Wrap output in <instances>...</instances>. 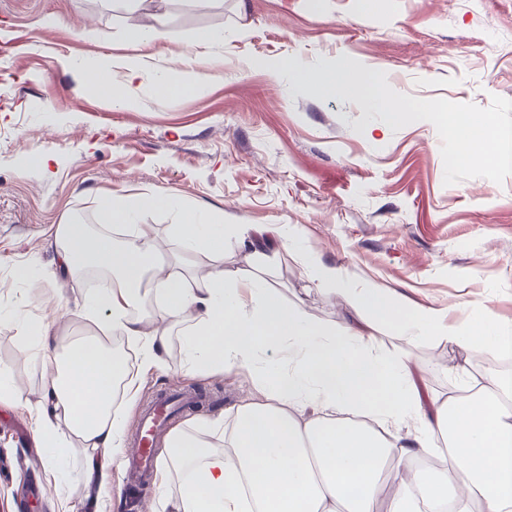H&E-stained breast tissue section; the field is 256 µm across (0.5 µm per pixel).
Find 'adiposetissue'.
Segmentation results:
<instances>
[{"label":"adipose tissue","instance_id":"obj_1","mask_svg":"<svg viewBox=\"0 0 512 512\" xmlns=\"http://www.w3.org/2000/svg\"><path fill=\"white\" fill-rule=\"evenodd\" d=\"M148 67L147 55L103 58L87 68L84 83L113 104H131ZM328 83L400 116L382 87H366L361 74L342 68ZM464 144L460 156L467 161L512 165V130L492 119ZM100 208L106 222L129 224L121 243L104 233L85 243L76 224L54 232L65 271L113 274L110 287L91 289L79 307L96 335L66 342L52 338L46 323L23 324L49 371L38 423L55 449L48 468L64 462L70 440H77L86 487L100 495L111 490L112 471L125 462V411L116 408L115 395L134 400L138 387L124 352L101 334L120 335L149 368L172 323L187 317L192 326L182 345L191 365L246 374L250 389L233 411L209 423L213 441L193 429L170 432L156 477L166 482L176 463L188 472L167 501L172 512H420L408 492L384 500L382 474L389 461L412 463L432 454L446 466L415 476L431 505L450 500L457 512H469L476 501L486 512H512V405L490 391L425 394L407 355L379 353L370 334L377 323L393 322L410 338L431 336L478 354L511 347L512 336L491 311L473 309L463 326H451L433 309L407 307L375 286L354 287L341 269L307 257L313 280L361 317L338 330L315 322L302 303H283L256 276H230L220 267L188 275L178 261L162 260L150 225L132 221L138 209L180 210V223L168 232L183 252L224 246L223 224L202 221L177 198L160 192L125 203L108 196ZM146 287L159 301L148 318L135 311ZM270 348L277 353L272 364L265 358Z\"/></svg>","mask_w":512,"mask_h":512}]
</instances>
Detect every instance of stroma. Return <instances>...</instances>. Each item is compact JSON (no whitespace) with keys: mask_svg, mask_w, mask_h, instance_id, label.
Returning <instances> with one entry per match:
<instances>
[{"mask_svg":"<svg viewBox=\"0 0 512 512\" xmlns=\"http://www.w3.org/2000/svg\"><path fill=\"white\" fill-rule=\"evenodd\" d=\"M159 22L169 39L154 53L209 74L205 88L168 99L147 82L123 108L84 88V65L139 55L127 25ZM201 28L222 32V44L195 48ZM346 65L382 85L403 118L316 85ZM439 108L512 128V0H145L133 13L118 0H0V371L22 388L19 403L0 402V512L99 509L79 455L59 472L46 465L37 425L48 372L21 321L92 335L78 314L84 276L58 271L52 231L101 224L102 196L170 192L208 220L293 227L299 248H277L268 267L230 232L223 250L181 256L182 266L259 272L319 323L340 328L353 312L312 280L306 252L409 307L447 310L449 322L482 304L512 326V167L456 159ZM20 264L29 279L15 278ZM190 327L172 325L150 369L128 354L138 393L126 428L163 392L211 398L178 427L242 400L244 376L188 368ZM374 334L380 351L411 358L429 392L464 389L465 347L411 340L391 324Z\"/></svg>","mask_w":512,"mask_h":512,"instance_id":"obj_1","label":"stroma"}]
</instances>
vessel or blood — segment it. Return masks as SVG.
Wrapping results in <instances>:
<instances>
[{
  "instance_id": "1",
  "label": "vessel or blood",
  "mask_w": 512,
  "mask_h": 512,
  "mask_svg": "<svg viewBox=\"0 0 512 512\" xmlns=\"http://www.w3.org/2000/svg\"><path fill=\"white\" fill-rule=\"evenodd\" d=\"M195 396L187 393L162 395L142 413L127 452L130 467L142 484L143 493L153 490L152 476L156 469L153 452L155 440L170 426L175 413L194 404Z\"/></svg>"
}]
</instances>
